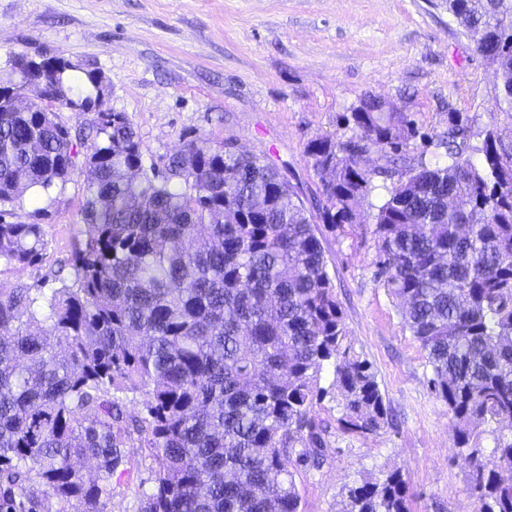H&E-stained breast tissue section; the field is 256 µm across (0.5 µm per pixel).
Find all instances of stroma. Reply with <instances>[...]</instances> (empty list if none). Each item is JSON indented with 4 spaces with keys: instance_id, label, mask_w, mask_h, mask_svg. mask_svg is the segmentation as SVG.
Listing matches in <instances>:
<instances>
[{
    "instance_id": "35a3bbf8",
    "label": "stroma",
    "mask_w": 512,
    "mask_h": 512,
    "mask_svg": "<svg viewBox=\"0 0 512 512\" xmlns=\"http://www.w3.org/2000/svg\"><path fill=\"white\" fill-rule=\"evenodd\" d=\"M20 57L96 72L104 109L126 114L147 158L196 138L226 141L273 164L309 206L320 194L308 143L351 137L344 117L367 97L414 113L428 138L409 152L431 163L452 107L469 120L470 155L488 128L512 142V115L493 107L494 71L444 0H0V74ZM85 194L78 168L45 212L15 203L19 221L43 226L46 246L39 264L0 268V280L57 287ZM384 195L376 187L359 224L322 228L320 239L348 340L371 364L391 422L374 434L345 431L325 366L328 394L316 408L327 423L325 464L294 467L301 512H339L349 487L396 469L409 482L410 512H475L454 419L397 299L374 276L365 226Z\"/></svg>"
}]
</instances>
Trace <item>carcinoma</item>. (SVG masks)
I'll return each instance as SVG.
<instances>
[{"label":"carcinoma","mask_w":512,"mask_h":512,"mask_svg":"<svg viewBox=\"0 0 512 512\" xmlns=\"http://www.w3.org/2000/svg\"><path fill=\"white\" fill-rule=\"evenodd\" d=\"M447 4L496 72L495 109L512 112V0ZM29 63L0 77V262L14 266L40 260L44 229L5 205L64 189L79 157L55 113L14 111ZM48 79L67 107L98 92L93 72ZM347 121L349 139L308 143L316 213L256 155L197 138L147 162L125 113L93 124L70 279L49 292L0 281V512H39L45 493L105 512L134 434L153 460L139 512H300L290 467L325 463L314 411L323 367L347 430L387 422L318 237L320 223H360L377 179L387 195L371 229L375 278L400 301L448 403L476 512H512V146L488 129L471 157L470 126L451 109L444 159L431 164L409 154L412 113L364 98ZM371 152L382 163L362 167ZM129 393L144 395L137 416ZM409 501L396 469L351 487L340 512H409Z\"/></svg>","instance_id":"1"}]
</instances>
